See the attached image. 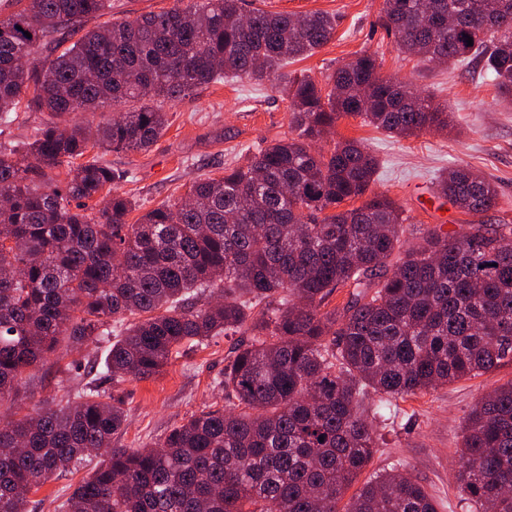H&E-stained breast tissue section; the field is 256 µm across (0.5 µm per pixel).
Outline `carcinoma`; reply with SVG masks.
Masks as SVG:
<instances>
[{"label": "carcinoma", "instance_id": "carcinoma-1", "mask_svg": "<svg viewBox=\"0 0 512 512\" xmlns=\"http://www.w3.org/2000/svg\"><path fill=\"white\" fill-rule=\"evenodd\" d=\"M108 8L25 0L0 17V121L24 98L47 113L25 152L0 149V404L15 407L25 370L63 341L68 355L107 343L102 374L115 388L159 374L185 345L241 333L224 368L237 404L191 416L156 449L114 448L121 397L79 382L57 407L0 424V512H27L31 492L92 448L108 449L107 461L58 512H438L397 468L343 502L380 443L365 400L372 392L389 409L512 363V224L435 227L405 250L401 206L368 195L378 159L356 140L327 153L311 143L341 116L407 138L448 129L450 113L381 77L365 52L327 91L305 75L288 80L295 136L135 224L136 202L120 196L91 217L87 202L120 179L98 150L148 149L168 124L163 103L226 75L261 82L337 28L327 13L261 10L244 27L242 0H176L84 26ZM382 26L410 56L481 63L512 105V0H384ZM88 110L109 112L93 134L61 122ZM436 193L466 213L497 197L465 166L441 175ZM340 288L351 299L325 309ZM114 319L129 320L115 336ZM459 448L472 507L512 512V381L473 406Z\"/></svg>", "mask_w": 512, "mask_h": 512}]
</instances>
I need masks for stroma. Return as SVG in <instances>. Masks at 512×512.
Returning a JSON list of instances; mask_svg holds the SVG:
<instances>
[{
  "label": "stroma",
  "mask_w": 512,
  "mask_h": 512,
  "mask_svg": "<svg viewBox=\"0 0 512 512\" xmlns=\"http://www.w3.org/2000/svg\"><path fill=\"white\" fill-rule=\"evenodd\" d=\"M384 0H246L245 10L324 12L338 17L336 34L311 56L289 63L276 79L260 84L226 78L198 94L164 103L168 127L148 150L109 152L105 162L122 172L114 193L137 200L142 210L173 202L191 182L223 175L240 155L253 154L278 140L290 138V101L282 84L290 75L305 73L320 86L331 82L337 69L362 52L375 54L379 74L408 84L447 108L452 130L393 138L361 118L340 117L331 138L318 142L329 150L339 139H356L380 160L371 188L404 209L405 245L420 242L423 233L440 226L461 232L468 225L512 223V106L498 102L491 82L477 63L437 66L402 54L381 25ZM467 166L492 181L498 190L494 209L467 214L434 193L439 175ZM235 337L216 336L206 346H183L164 371L116 389L127 411L126 427L113 447L155 448L171 429L192 414L226 405L222 381ZM27 387L37 398L55 403L73 383L72 373L53 363L26 374ZM512 379V364L482 376L450 383L426 395L399 402L391 421L373 418L382 443L372 470H410L435 498L438 512H471L456 478L458 444L464 420L475 402ZM96 460L46 483L36 494L35 512H55L56 506L83 478Z\"/></svg>",
  "instance_id": "35a3bbf8"
}]
</instances>
